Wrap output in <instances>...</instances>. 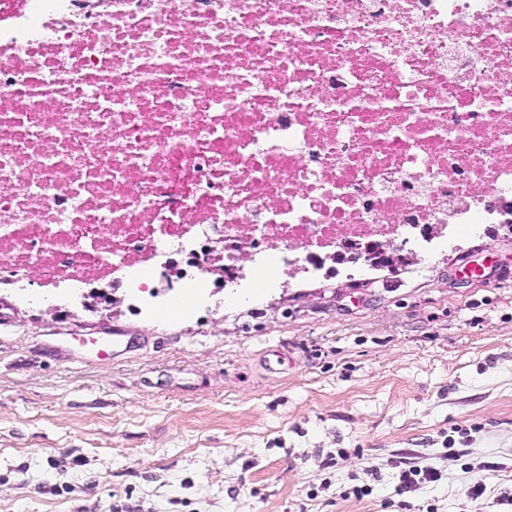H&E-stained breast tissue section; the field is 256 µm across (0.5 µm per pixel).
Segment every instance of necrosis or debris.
Wrapping results in <instances>:
<instances>
[{
  "label": "necrosis or debris",
  "mask_w": 512,
  "mask_h": 512,
  "mask_svg": "<svg viewBox=\"0 0 512 512\" xmlns=\"http://www.w3.org/2000/svg\"><path fill=\"white\" fill-rule=\"evenodd\" d=\"M512 202V0H0V280L151 315ZM255 228L243 238L242 225ZM224 248L216 280L196 254Z\"/></svg>",
  "instance_id": "4bbe7bcc"
}]
</instances>
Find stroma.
<instances>
[{"label": "stroma", "mask_w": 512, "mask_h": 512, "mask_svg": "<svg viewBox=\"0 0 512 512\" xmlns=\"http://www.w3.org/2000/svg\"><path fill=\"white\" fill-rule=\"evenodd\" d=\"M39 289L0 285V512H512L505 225L167 319ZM402 250L403 249H401L400 247H394V245L392 244L388 249V252L390 251L389 254H384L383 256L377 257L373 253H367L364 255H359V257L363 263L368 264L372 267H381L389 265L391 266L393 265V263L395 264L398 262L417 260L415 256L402 255L400 253Z\"/></svg>", "instance_id": "35a3bbf8"}]
</instances>
